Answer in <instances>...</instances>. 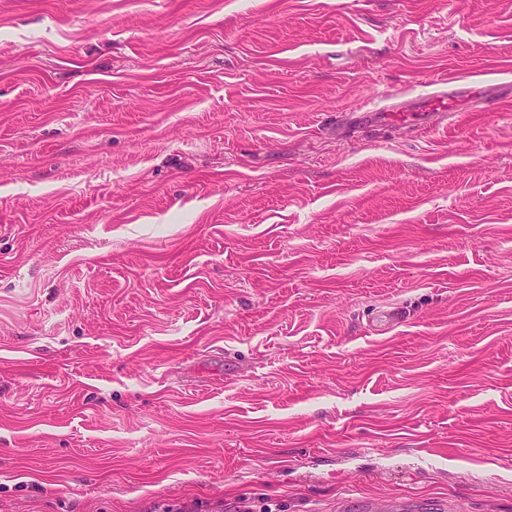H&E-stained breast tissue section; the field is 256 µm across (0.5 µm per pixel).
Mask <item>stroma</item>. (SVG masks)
<instances>
[{"label": "stroma", "instance_id": "35a3bbf8", "mask_svg": "<svg viewBox=\"0 0 512 512\" xmlns=\"http://www.w3.org/2000/svg\"><path fill=\"white\" fill-rule=\"evenodd\" d=\"M511 84L512 0H0V512H512ZM460 80H451L445 83L446 90L434 97H410L405 106L398 108H370L363 112V122H377L393 124L403 118L413 115L429 116L452 112L455 102L460 98H468L478 93L482 88H476L469 83H459ZM404 507L403 503L397 499H389L381 501L378 499H357L348 498L345 501L342 512H403V511H392ZM347 509H357L363 511H347Z\"/></svg>", "mask_w": 512, "mask_h": 512}]
</instances>
